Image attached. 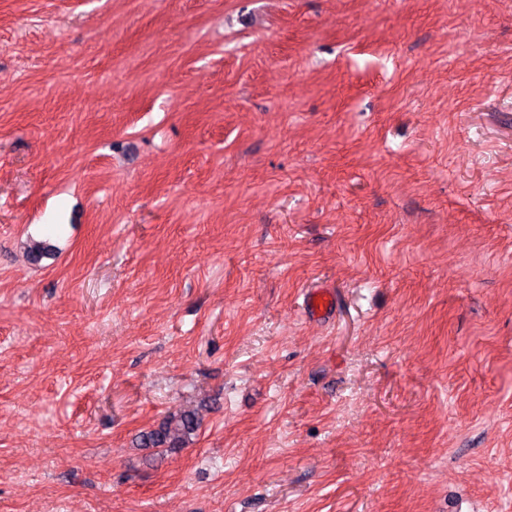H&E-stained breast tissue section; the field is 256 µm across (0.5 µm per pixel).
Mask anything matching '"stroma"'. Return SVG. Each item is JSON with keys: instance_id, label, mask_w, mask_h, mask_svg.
I'll return each mask as SVG.
<instances>
[{"instance_id": "1", "label": "stroma", "mask_w": 512, "mask_h": 512, "mask_svg": "<svg viewBox=\"0 0 512 512\" xmlns=\"http://www.w3.org/2000/svg\"><path fill=\"white\" fill-rule=\"evenodd\" d=\"M0 512H512V0H0ZM335 302L334 294L327 288L314 290L305 301V313L312 317L323 319L328 317ZM200 427L195 412L179 410L157 428L141 432L136 438L138 448H157L161 451H171L184 448Z\"/></svg>"}]
</instances>
